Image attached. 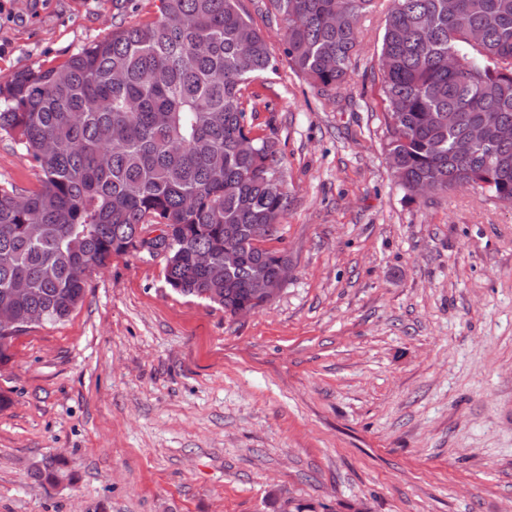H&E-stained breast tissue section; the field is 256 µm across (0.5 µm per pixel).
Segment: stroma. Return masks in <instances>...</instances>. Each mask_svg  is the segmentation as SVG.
I'll return each instance as SVG.
<instances>
[{
	"instance_id": "35a3bbf8",
	"label": "stroma",
	"mask_w": 512,
	"mask_h": 512,
	"mask_svg": "<svg viewBox=\"0 0 512 512\" xmlns=\"http://www.w3.org/2000/svg\"><path fill=\"white\" fill-rule=\"evenodd\" d=\"M156 5L0 0V83ZM386 6L360 18L336 94L289 68L269 0H240L279 58L248 93L284 156L292 200L268 246L291 276L235 318L145 252L90 272L83 305L0 366V512H512V209L469 187L405 199L385 155ZM0 183L38 185L4 134Z\"/></svg>"
}]
</instances>
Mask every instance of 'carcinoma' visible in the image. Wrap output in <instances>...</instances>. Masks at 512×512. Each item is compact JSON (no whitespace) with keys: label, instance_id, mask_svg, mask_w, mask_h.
Masks as SVG:
<instances>
[{"label":"carcinoma","instance_id":"carcinoma-1","mask_svg":"<svg viewBox=\"0 0 512 512\" xmlns=\"http://www.w3.org/2000/svg\"><path fill=\"white\" fill-rule=\"evenodd\" d=\"M158 2L153 21L0 84V134L39 172L34 190L0 184V305L21 317L17 329L0 328V363L14 337L82 305V274L131 253L139 230L168 225L166 283L231 316L254 306L251 265L286 258L246 250L224 264L227 233L247 238L269 224L274 239L290 203L283 156L253 132L244 106L247 86L277 60L239 0ZM373 4L271 0L288 64L324 91L342 89L358 18ZM379 71L386 157L406 196L417 199L422 184L439 194L469 184L512 207V139L499 136L512 127V0H455L451 10L448 0H388ZM478 122L488 151L470 141ZM198 252L213 262L197 266ZM18 281L30 288L23 298L10 293Z\"/></svg>","mask_w":512,"mask_h":512}]
</instances>
